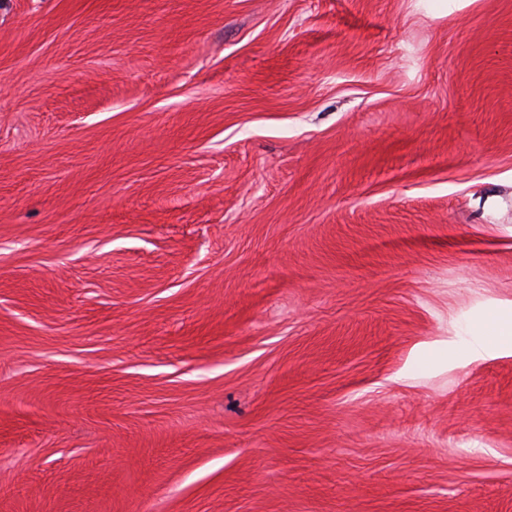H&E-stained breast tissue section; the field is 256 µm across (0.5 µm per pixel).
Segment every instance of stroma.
<instances>
[{
  "instance_id": "obj_1",
  "label": "stroma",
  "mask_w": 512,
  "mask_h": 512,
  "mask_svg": "<svg viewBox=\"0 0 512 512\" xmlns=\"http://www.w3.org/2000/svg\"><path fill=\"white\" fill-rule=\"evenodd\" d=\"M512 0H0V512H512ZM473 351H494L512 347V313L492 312L483 318L477 331Z\"/></svg>"
}]
</instances>
